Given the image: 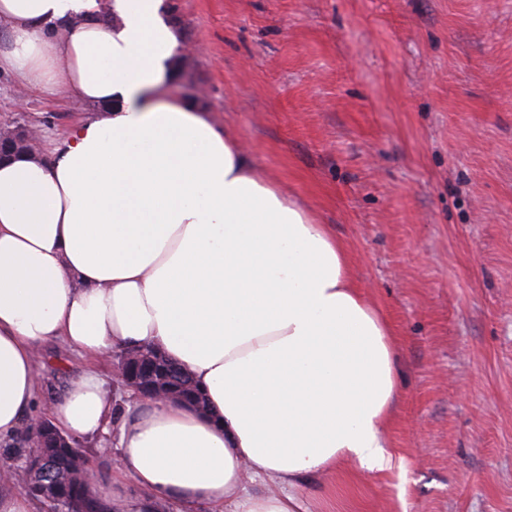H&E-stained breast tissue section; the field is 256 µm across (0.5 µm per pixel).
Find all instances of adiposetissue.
<instances>
[{
  "label": "adipose tissue",
  "instance_id": "1",
  "mask_svg": "<svg viewBox=\"0 0 512 512\" xmlns=\"http://www.w3.org/2000/svg\"><path fill=\"white\" fill-rule=\"evenodd\" d=\"M0 0V71L94 108L44 158L0 163V444L35 419L37 352L152 345L204 392L199 412L118 407L87 373L56 404L75 439L116 432L138 491L120 512H297L293 487L389 466L398 392L389 322L346 245L267 182L196 100L168 95L186 47L163 0ZM276 478L279 495L245 475Z\"/></svg>",
  "mask_w": 512,
  "mask_h": 512
}]
</instances>
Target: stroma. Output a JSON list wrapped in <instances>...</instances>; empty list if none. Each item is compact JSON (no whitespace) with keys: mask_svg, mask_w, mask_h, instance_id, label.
Masks as SVG:
<instances>
[{"mask_svg":"<svg viewBox=\"0 0 512 512\" xmlns=\"http://www.w3.org/2000/svg\"><path fill=\"white\" fill-rule=\"evenodd\" d=\"M200 99L351 253L395 329L391 464L301 481L305 512H512V0H164ZM90 106L0 74V125ZM99 360L47 341L38 415Z\"/></svg>","mask_w":512,"mask_h":512,"instance_id":"obj_1","label":"stroma"}]
</instances>
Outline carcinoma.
I'll return each instance as SVG.
<instances>
[{"label": "carcinoma", "instance_id": "obj_1", "mask_svg": "<svg viewBox=\"0 0 512 512\" xmlns=\"http://www.w3.org/2000/svg\"><path fill=\"white\" fill-rule=\"evenodd\" d=\"M42 448H17L18 471L0 476V488L15 483L46 508V512H116V507L97 497L92 487L98 475L80 448H71L48 436Z\"/></svg>", "mask_w": 512, "mask_h": 512}]
</instances>
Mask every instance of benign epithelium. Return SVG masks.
<instances>
[{
    "instance_id": "benign-epithelium-1",
    "label": "benign epithelium",
    "mask_w": 512,
    "mask_h": 512,
    "mask_svg": "<svg viewBox=\"0 0 512 512\" xmlns=\"http://www.w3.org/2000/svg\"><path fill=\"white\" fill-rule=\"evenodd\" d=\"M37 129L29 124L0 128V160L15 157L24 152L32 153L38 147ZM122 386H127L139 398L167 400L176 399L186 405L191 398L180 393L175 374L169 368H161L149 353L129 354L121 352L114 365Z\"/></svg>"
}]
</instances>
